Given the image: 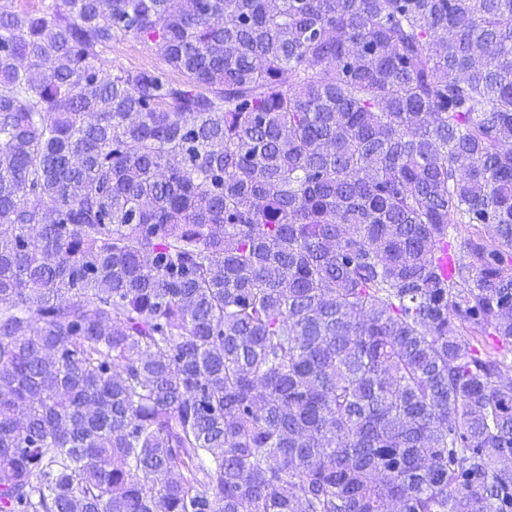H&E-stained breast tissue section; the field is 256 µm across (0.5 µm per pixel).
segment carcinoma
I'll list each match as a JSON object with an SVG mask.
<instances>
[{"label": "carcinoma", "mask_w": 512, "mask_h": 512, "mask_svg": "<svg viewBox=\"0 0 512 512\" xmlns=\"http://www.w3.org/2000/svg\"><path fill=\"white\" fill-rule=\"evenodd\" d=\"M509 346L512 0L0 4V512H512ZM101 59L114 72L120 68L152 67L159 63L150 43L129 37L112 43L101 53Z\"/></svg>", "instance_id": "cac0c4a2"}]
</instances>
